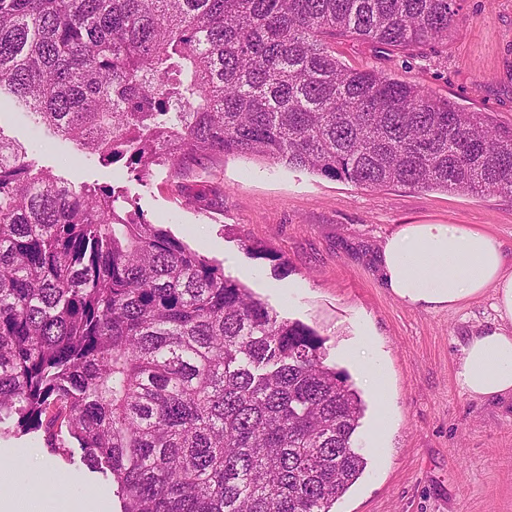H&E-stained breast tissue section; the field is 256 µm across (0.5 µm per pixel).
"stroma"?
<instances>
[{
  "label": "stroma",
  "mask_w": 512,
  "mask_h": 512,
  "mask_svg": "<svg viewBox=\"0 0 512 512\" xmlns=\"http://www.w3.org/2000/svg\"><path fill=\"white\" fill-rule=\"evenodd\" d=\"M331 51L348 68L422 85L512 127V0H461L443 45L385 50L341 37ZM0 138L72 187L119 188L147 221L324 339L326 364L347 374L363 402L356 438L367 460L331 512H512V398L469 397L455 378L467 337L494 323L492 294L450 310L414 308L384 286L376 260L397 225L463 224L495 237L511 263L512 198L364 189L229 155L219 173L223 206L200 211L172 191L166 169L139 180L54 138L21 107L0 112ZM364 347L384 366L375 389L351 357ZM8 468L36 512H120L111 479L39 434L0 433V470Z\"/></svg>",
  "instance_id": "35a3bbf8"
}]
</instances>
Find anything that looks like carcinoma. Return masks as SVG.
<instances>
[{
    "label": "carcinoma",
    "mask_w": 512,
    "mask_h": 512,
    "mask_svg": "<svg viewBox=\"0 0 512 512\" xmlns=\"http://www.w3.org/2000/svg\"><path fill=\"white\" fill-rule=\"evenodd\" d=\"M459 0H0V95L201 210L251 155L367 189L512 197V127L351 70L329 41L448 40ZM323 339L0 137V426L78 448L121 512H330L362 400Z\"/></svg>",
    "instance_id": "1"
}]
</instances>
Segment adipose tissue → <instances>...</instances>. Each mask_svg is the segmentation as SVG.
Here are the masks:
<instances>
[{
  "label": "adipose tissue",
  "instance_id": "1",
  "mask_svg": "<svg viewBox=\"0 0 512 512\" xmlns=\"http://www.w3.org/2000/svg\"><path fill=\"white\" fill-rule=\"evenodd\" d=\"M377 260L386 288L412 307L449 310L493 293L497 323L468 337L456 381L472 397L512 396V269L497 240L460 224H401Z\"/></svg>",
  "mask_w": 512,
  "mask_h": 512
}]
</instances>
